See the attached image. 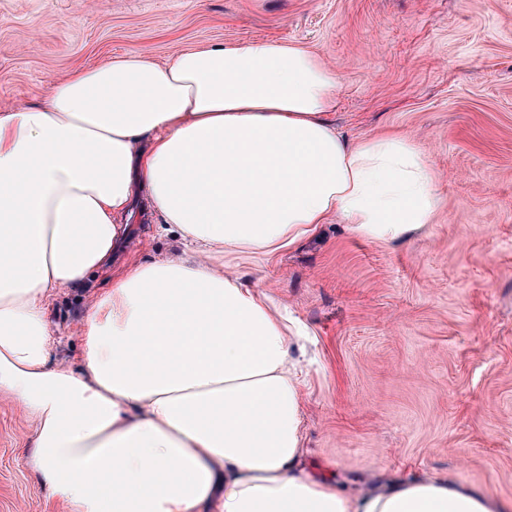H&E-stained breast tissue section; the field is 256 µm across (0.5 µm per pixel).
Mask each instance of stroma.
<instances>
[{
    "instance_id": "obj_1",
    "label": "stroma",
    "mask_w": 512,
    "mask_h": 512,
    "mask_svg": "<svg viewBox=\"0 0 512 512\" xmlns=\"http://www.w3.org/2000/svg\"><path fill=\"white\" fill-rule=\"evenodd\" d=\"M267 41L333 70L345 140L403 135L436 178L409 240L334 217L288 250L224 257L305 333L306 471L353 494L439 475L512 500V0H0V109L130 52ZM123 221L111 269L50 310L55 362L81 368L77 314L114 271L179 249L144 200ZM33 432L0 403V512H69L26 464Z\"/></svg>"
}]
</instances>
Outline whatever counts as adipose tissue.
<instances>
[{"instance_id":"1","label":"adipose tissue","mask_w":512,"mask_h":512,"mask_svg":"<svg viewBox=\"0 0 512 512\" xmlns=\"http://www.w3.org/2000/svg\"><path fill=\"white\" fill-rule=\"evenodd\" d=\"M336 92L317 55L268 42L130 52L0 110V401L32 418L26 462L69 512H512L444 476L354 497L309 475L302 333L214 262L334 216L384 243L430 223L424 153L342 139ZM139 192L184 257L91 295L83 370L51 365L52 299L111 263Z\"/></svg>"}]
</instances>
